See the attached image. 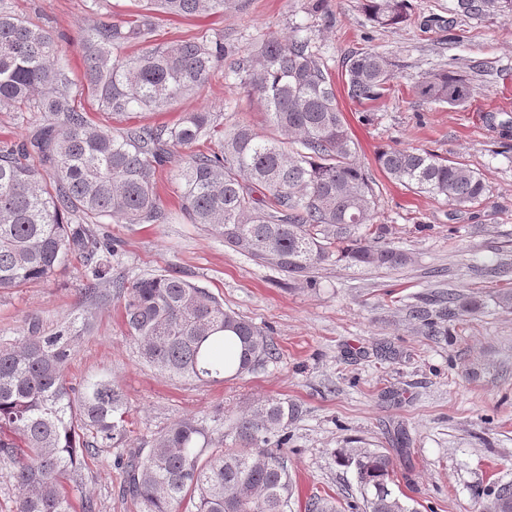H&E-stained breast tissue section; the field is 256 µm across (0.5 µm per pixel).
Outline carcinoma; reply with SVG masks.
<instances>
[{
	"mask_svg": "<svg viewBox=\"0 0 512 512\" xmlns=\"http://www.w3.org/2000/svg\"><path fill=\"white\" fill-rule=\"evenodd\" d=\"M233 0H143L126 18L99 17L78 33L85 61L80 94L97 110L123 116L161 110L204 86L224 64V37L204 34L153 42L158 14L221 12ZM367 20L394 26L407 20L406 0H363ZM512 12V0H457L468 18ZM140 53L124 55L129 46ZM395 61L374 51L345 59L350 99L366 104L388 95ZM228 70L257 95L269 129L237 123L219 148L191 147L218 133L213 112H186L171 127L127 125L116 131L75 103L68 65L45 29L0 7V107L35 113V129L20 144L0 146V290L49 280L65 258L80 253L94 263L80 293L96 304L97 281L110 268L100 262L108 242L90 225L106 218L127 224H165L156 187L157 168L175 162L181 209L192 224H207L224 244L293 278L313 284L321 265L394 269L402 251L372 236L375 188L357 162L356 143L336 102L324 63L299 36L269 38ZM424 103L463 106L471 82L453 65L425 73L415 84ZM381 169L404 187L451 205L478 204L487 185L467 165L428 151L378 153ZM123 298L129 335L142 360L172 377L222 383L276 358L263 328L224 308L207 290L173 274L115 285ZM457 297L440 299L438 319L414 310L429 335L440 333ZM74 324L51 332L32 323L27 333L0 343V467L17 491L15 512H82L97 503L74 479L87 457L122 442L127 402L105 378L74 388L63 372L76 352ZM299 406L267 398L236 418L235 447L213 448L203 422L187 418L162 433L153 447L122 454V495L139 512H289L288 425ZM354 470L364 512H418L396 492L394 459L387 451L358 448L339 454ZM512 506V483L498 487L487 512Z\"/></svg>",
	"mask_w": 512,
	"mask_h": 512,
	"instance_id": "1",
	"label": "carcinoma"
}]
</instances>
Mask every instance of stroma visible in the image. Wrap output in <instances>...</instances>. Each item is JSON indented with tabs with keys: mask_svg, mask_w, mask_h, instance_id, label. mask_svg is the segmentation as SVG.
Instances as JSON below:
<instances>
[{
	"mask_svg": "<svg viewBox=\"0 0 512 512\" xmlns=\"http://www.w3.org/2000/svg\"><path fill=\"white\" fill-rule=\"evenodd\" d=\"M6 2L52 33L71 82L80 83L76 33L93 20L87 0ZM313 2L239 0L222 12L164 16L158 39L217 34L232 54L271 37L308 39L335 82L357 160L375 184L373 224L409 262L393 270L325 265L314 273L315 286H307L226 247L213 228L186 223L169 164L157 173L168 223L108 218L94 227L112 244L109 277L99 284L102 303L89 306L81 295L91 269L74 254L50 280L0 293V339L22 335L32 321L47 331L76 321L83 330L64 370L67 383L105 377L127 399L126 436L117 452L89 459L81 472L99 512H139L118 493L116 453L153 446L186 417L203 420L213 441L233 447L230 420L268 397L301 407L288 427L292 512H306L313 496L333 497L341 510L359 499L354 472L338 464L337 452L392 449L399 431L409 437L408 455L397 462L394 480L420 512H484L495 486L512 482V311L497 304L512 290V16L467 18L455 11L456 0H409L408 20L381 28L367 21L362 0H324L318 11ZM365 49L386 54L397 67L390 95L361 105L347 96L342 62ZM458 57L492 65L472 76L470 102H420L415 81ZM202 109L219 113L227 130L242 120L267 126L257 97L224 68L201 89L135 120L170 126ZM388 148L423 149L466 164L484 178L488 200L457 207L408 190L377 162ZM168 273L262 327L278 358L218 384L174 378L145 364L114 284ZM448 290L458 303L442 322L444 335L429 337L411 308Z\"/></svg>",
	"mask_w": 512,
	"mask_h": 512,
	"instance_id": "35a3bbf8",
	"label": "stroma"
}]
</instances>
